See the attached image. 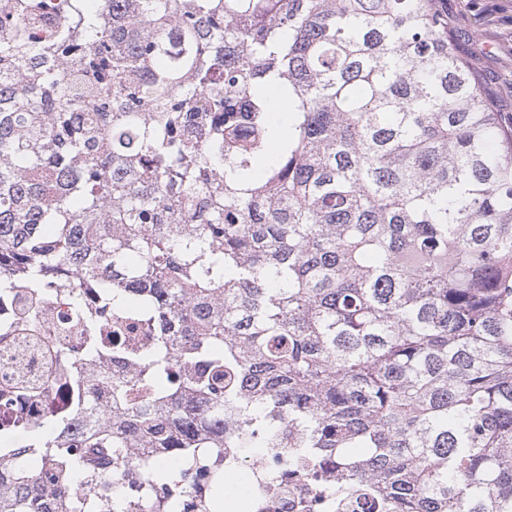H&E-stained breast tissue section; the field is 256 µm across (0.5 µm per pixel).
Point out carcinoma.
<instances>
[{
    "mask_svg": "<svg viewBox=\"0 0 512 512\" xmlns=\"http://www.w3.org/2000/svg\"><path fill=\"white\" fill-rule=\"evenodd\" d=\"M0 301L46 358L3 403L74 392L0 429V512H179L226 448L512 512V126L440 0H0ZM69 405V399L62 392L53 390L47 399L25 403L23 412L31 422H37L49 411L60 412Z\"/></svg>",
    "mask_w": 512,
    "mask_h": 512,
    "instance_id": "carcinoma-1",
    "label": "carcinoma"
}]
</instances>
